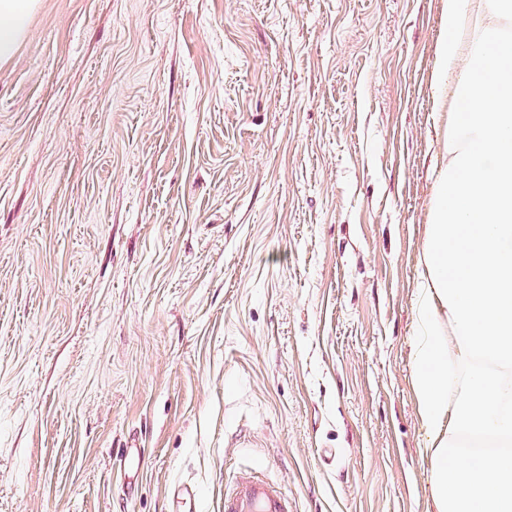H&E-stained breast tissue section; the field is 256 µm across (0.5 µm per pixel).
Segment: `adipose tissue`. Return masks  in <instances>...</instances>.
<instances>
[{
  "label": "adipose tissue",
  "instance_id": "obj_1",
  "mask_svg": "<svg viewBox=\"0 0 512 512\" xmlns=\"http://www.w3.org/2000/svg\"><path fill=\"white\" fill-rule=\"evenodd\" d=\"M439 74L468 105L422 249L412 342L437 512H512V0H446ZM36 0H0V62Z\"/></svg>",
  "mask_w": 512,
  "mask_h": 512
}]
</instances>
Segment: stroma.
I'll list each match as a JSON object with an SVG mask.
<instances>
[{
    "instance_id": "obj_1",
    "label": "stroma",
    "mask_w": 512,
    "mask_h": 512,
    "mask_svg": "<svg viewBox=\"0 0 512 512\" xmlns=\"http://www.w3.org/2000/svg\"><path fill=\"white\" fill-rule=\"evenodd\" d=\"M445 0H38L0 63V512H437L414 297ZM141 463L128 488L122 452ZM292 503L280 485L257 476L236 479L224 493V512H291Z\"/></svg>"
}]
</instances>
